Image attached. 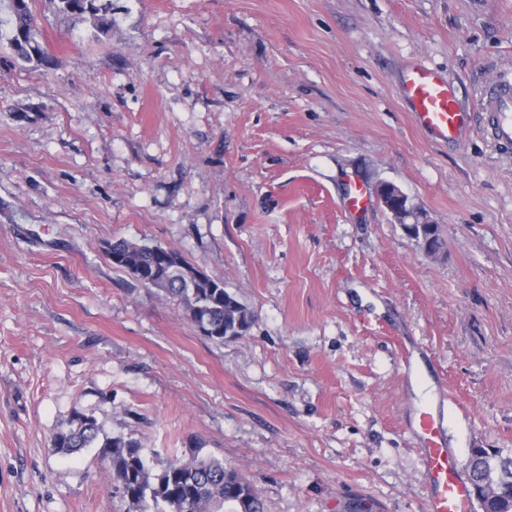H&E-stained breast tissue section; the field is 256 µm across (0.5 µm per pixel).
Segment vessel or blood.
Returning a JSON list of instances; mask_svg holds the SVG:
<instances>
[{"label": "vessel or blood", "mask_w": 512, "mask_h": 512, "mask_svg": "<svg viewBox=\"0 0 512 512\" xmlns=\"http://www.w3.org/2000/svg\"><path fill=\"white\" fill-rule=\"evenodd\" d=\"M402 93L415 125L432 139L457 143L478 125L498 148L512 149V79L489 84L474 111L461 104L445 77L422 65L406 69ZM413 430L422 443L420 460L430 483L427 512H472L469 478L448 444L442 415L434 408L422 410Z\"/></svg>", "instance_id": "1"}]
</instances>
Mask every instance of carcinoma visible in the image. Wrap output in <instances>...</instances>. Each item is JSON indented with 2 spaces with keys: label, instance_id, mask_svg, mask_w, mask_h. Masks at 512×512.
I'll list each match as a JSON object with an SVG mask.
<instances>
[{
  "label": "carcinoma",
  "instance_id": "cac0c4a2",
  "mask_svg": "<svg viewBox=\"0 0 512 512\" xmlns=\"http://www.w3.org/2000/svg\"><path fill=\"white\" fill-rule=\"evenodd\" d=\"M58 10L88 20L99 35L112 32V0H58ZM1 42L25 64L47 62L41 24L30 0H0ZM411 229L416 239L428 243L433 257L444 254L439 225H413ZM110 249L124 256L117 268L132 275L140 266L149 270L161 267L159 288L183 308L191 323L212 327L210 340L222 344L226 338L243 336L250 328L252 314L248 308L220 283L191 276L193 267L178 252L125 240L110 243ZM100 435L96 418L77 412L60 425L54 446L69 454L83 448L101 449L102 456L112 463L109 479L136 512H264L251 484L220 460H175L154 472L147 467L136 442L120 437L102 440ZM472 455L476 458L474 486L512 471V457L502 456L499 449L474 448Z\"/></svg>",
  "mask_w": 512,
  "mask_h": 512
}]
</instances>
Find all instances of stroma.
Instances as JSON below:
<instances>
[{
    "mask_svg": "<svg viewBox=\"0 0 512 512\" xmlns=\"http://www.w3.org/2000/svg\"><path fill=\"white\" fill-rule=\"evenodd\" d=\"M32 8L48 65L0 48V512H128L98 449L54 448L77 411L153 470L222 460L265 512H426L407 353L460 467L512 456V152L435 142L401 92L419 63L476 108L512 75V0H112L107 36ZM120 239L223 283L249 330L201 335ZM421 226V228L419 225L411 226L414 237L417 239L421 248L423 249V244L421 243V236L423 235L424 242L426 241L428 243L432 256L435 258L441 257L445 252V240L440 234L439 225L422 224ZM426 255L429 256L427 253Z\"/></svg>",
    "mask_w": 512,
    "mask_h": 512,
    "instance_id": "obj_1",
    "label": "stroma"
}]
</instances>
